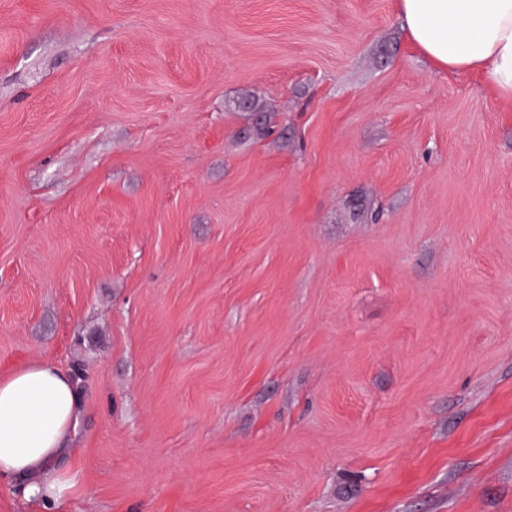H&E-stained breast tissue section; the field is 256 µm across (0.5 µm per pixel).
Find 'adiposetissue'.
I'll return each instance as SVG.
<instances>
[{"instance_id": "ef3b65f1", "label": "adipose tissue", "mask_w": 512, "mask_h": 512, "mask_svg": "<svg viewBox=\"0 0 512 512\" xmlns=\"http://www.w3.org/2000/svg\"><path fill=\"white\" fill-rule=\"evenodd\" d=\"M411 40L441 69L477 71L512 100V0H398ZM77 427L70 375L51 363L0 378V479L22 478L26 498L58 505L74 485L58 464Z\"/></svg>"}]
</instances>
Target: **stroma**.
<instances>
[{
  "mask_svg": "<svg viewBox=\"0 0 512 512\" xmlns=\"http://www.w3.org/2000/svg\"><path fill=\"white\" fill-rule=\"evenodd\" d=\"M55 512H512V104L398 0H0V378ZM76 427L77 397L66 371L38 363L0 378V479L30 477L25 497L58 505L74 485L58 464Z\"/></svg>",
  "mask_w": 512,
  "mask_h": 512,
  "instance_id": "stroma-1",
  "label": "stroma"
}]
</instances>
